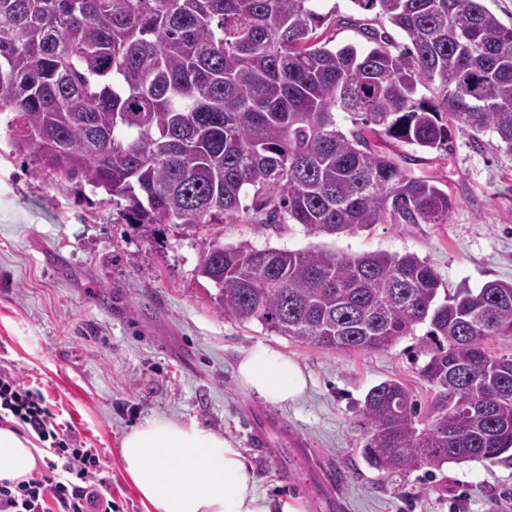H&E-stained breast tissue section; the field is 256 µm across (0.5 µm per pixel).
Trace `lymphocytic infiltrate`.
Instances as JSON below:
<instances>
[{
	"label": "lymphocytic infiltrate",
	"mask_w": 512,
	"mask_h": 512,
	"mask_svg": "<svg viewBox=\"0 0 512 512\" xmlns=\"http://www.w3.org/2000/svg\"><path fill=\"white\" fill-rule=\"evenodd\" d=\"M8 418L47 444L48 455L35 476L0 483V512H115L98 449L61 427L44 395L27 387L18 371L0 368V421Z\"/></svg>",
	"instance_id": "1"
}]
</instances>
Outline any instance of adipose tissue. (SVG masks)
<instances>
[{
	"label": "adipose tissue",
	"mask_w": 512,
	"mask_h": 512,
	"mask_svg": "<svg viewBox=\"0 0 512 512\" xmlns=\"http://www.w3.org/2000/svg\"><path fill=\"white\" fill-rule=\"evenodd\" d=\"M236 374L243 387L272 405L297 402L308 387L299 364L265 344L243 353ZM41 456L29 439L0 427V482L28 479ZM121 458L150 512H305L296 500L272 504L236 442L196 424L148 420L122 438Z\"/></svg>",
	"instance_id": "1"
}]
</instances>
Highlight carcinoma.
<instances>
[{
    "label": "carcinoma",
    "instance_id": "cac0c4a2",
    "mask_svg": "<svg viewBox=\"0 0 512 512\" xmlns=\"http://www.w3.org/2000/svg\"><path fill=\"white\" fill-rule=\"evenodd\" d=\"M317 0H0V114L40 175L102 191L127 224L222 220L337 237L447 224L448 190L403 152L443 155L453 131L512 152V26L483 0H352L364 44L334 47ZM396 28L403 40L389 31ZM345 113L344 130L337 114ZM198 274L215 309L323 350H388L428 324L419 426L410 391L372 386L361 453L373 468L497 461L512 450V282L440 291L414 253L337 255L213 243Z\"/></svg>",
    "mask_w": 512,
    "mask_h": 512
}]
</instances>
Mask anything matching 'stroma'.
<instances>
[{
    "instance_id": "stroma-1",
    "label": "stroma",
    "mask_w": 512,
    "mask_h": 512,
    "mask_svg": "<svg viewBox=\"0 0 512 512\" xmlns=\"http://www.w3.org/2000/svg\"><path fill=\"white\" fill-rule=\"evenodd\" d=\"M409 174L447 186V224H376L341 237L313 236L243 221L186 233L172 225L132 226L103 194L35 175L30 156L13 153L0 122V365L39 389L60 423L98 449L112 498L124 512H148L124 472L122 437L165 417L231 435L256 485L272 499L302 500L327 512L305 470L335 472L340 512H496L512 489V459L424 465L392 474L361 454L359 410L368 390L402 382L420 413L434 392L422 378L426 326L386 351H326L241 324L210 302L212 284L197 273L220 240L259 249L318 247L336 254H416L448 290L512 281V152L493 130L458 132L452 152L419 153ZM280 349L309 377L296 403L276 406L242 387L237 363L256 344ZM279 415L305 441L309 459L279 461L251 444L256 413Z\"/></svg>"
}]
</instances>
